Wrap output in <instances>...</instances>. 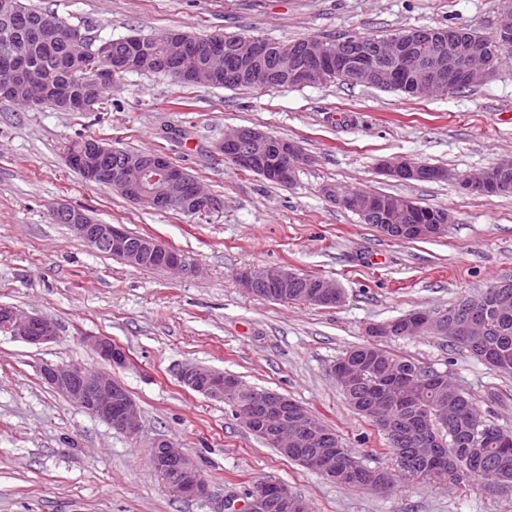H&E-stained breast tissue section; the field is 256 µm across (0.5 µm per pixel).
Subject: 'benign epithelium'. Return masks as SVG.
<instances>
[{
  "mask_svg": "<svg viewBox=\"0 0 512 512\" xmlns=\"http://www.w3.org/2000/svg\"><path fill=\"white\" fill-rule=\"evenodd\" d=\"M407 43H414L423 48L430 44V37L417 28L401 30L385 40L384 49L390 57H396L399 48ZM512 48V24L503 19L494 39L473 49L470 62L463 67L448 66L441 62L431 63V56L419 50L405 58L404 68L394 65L389 69L374 63L363 65L341 50H331L314 40L306 41L300 51H293L280 56L279 72L288 76L294 86L313 85L329 72L327 59H332L336 70L345 74L346 79L377 87L395 86L403 80V71L407 70L422 82L425 87H434L443 92H451L462 86H479L486 82L495 71V60L504 51ZM263 51L260 43L247 39L239 43L238 60L253 58ZM92 54L96 64L90 67L87 83L90 91L81 100H54L59 109L80 108L92 105L94 95L103 87L112 86L115 73L138 67V54L112 60V45L102 42L93 50H84ZM224 157L231 160L242 170H255L260 165V156L271 158L264 168V174L282 179L293 175L294 169L304 165L305 155L300 146L294 142L280 141L264 131L254 128H240L224 134V140L217 145ZM118 148L103 141H91L86 153L67 157L70 166L81 167L85 177L95 183L113 189L139 187L146 189V184L159 182L163 193L151 197L152 202L166 210L181 208L185 214L194 215L208 208L218 207L217 201L206 196L197 181L189 179L187 172L170 163V160L157 155L148 162H123L120 166L109 169L98 163V159ZM512 168V159H504L493 167L472 172L460 179L462 188L470 193L478 192L486 196L496 195L508 189V181L501 172ZM380 174L392 179L425 180L436 176L431 166L416 162L410 158L383 159L378 164ZM340 202L355 211L362 218H369L378 213V207L368 193H358L340 199ZM56 221L66 224L79 238L93 247L119 252L127 257V263L137 267L140 261L157 252H162L164 266L177 271L189 270L186 257L177 251L162 247L152 239L146 238L138 245L130 244L129 232L115 224H100L80 211L70 207H58L53 210ZM453 222L451 214L430 216L426 224L393 226L390 236L403 240L405 236L427 227L440 234ZM314 291L309 295L313 302L339 304L343 301V292L336 284L328 280H318L313 284ZM477 306L468 299L459 302L455 308L446 313L433 315L429 312H417L405 319L402 333H421L425 330L437 336L453 333L459 334L461 322L471 316ZM0 322L6 332L31 345L47 344L58 336V326L50 319L37 314L27 313L6 304L0 305ZM81 341L89 347L104 364L127 366L130 358L126 351L112 342L109 336L87 335ZM43 380L55 391L63 394L80 405L92 416L99 418L129 438L139 432L138 407L126 388L112 379L108 370L87 371L77 364H52L41 366ZM181 381L192 390L211 399H222L226 392H237L241 382L232 374L222 373L207 367L191 364L179 371ZM252 405L272 422L267 435L278 444L286 447L296 441L299 434H308V441H324V434L311 429L297 404L273 392H257L252 395ZM154 447L163 448L168 458V468L164 474L166 482L178 493L188 497H200L207 493L208 483L200 476L195 461L186 457L173 443L159 439ZM342 455L340 448H323L314 455L302 457L301 463L325 476L329 475L327 461ZM265 500L273 507L288 505L292 499L288 485L268 481L263 484V491L257 500Z\"/></svg>",
  "mask_w": 512,
  "mask_h": 512,
  "instance_id": "7a95c632",
  "label": "benign epithelium"
}]
</instances>
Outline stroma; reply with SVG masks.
<instances>
[{"instance_id":"1","label":"stroma","mask_w":512,"mask_h":512,"mask_svg":"<svg viewBox=\"0 0 512 512\" xmlns=\"http://www.w3.org/2000/svg\"><path fill=\"white\" fill-rule=\"evenodd\" d=\"M97 40L245 33L280 43L403 28L462 26L492 36L503 0H30ZM255 127L297 142L310 157L287 187L239 170L216 145L227 130ZM164 151L220 200L187 216L156 211L86 182L66 162L83 137ZM407 156L453 171L445 182L401 183L380 159ZM512 157V57L482 86L411 100L348 81L305 87H183L140 70L115 80L90 112L0 102V304L54 320L55 342L34 346L0 334V512H244L250 490L281 481L310 512H512V495L477 480L421 476L386 492L357 489L278 455L234 407L187 388L198 363L287 396L332 425L345 448L391 466L383 439L346 402L332 372L370 325L415 309L446 311L512 280V197L464 191L458 178ZM401 194L455 218L440 238H388L322 190ZM148 234L185 255L192 271L134 268L55 223L54 207ZM336 282L335 307L251 294L240 270L272 267ZM102 334L128 353L113 367L140 409L128 438L40 375L43 363L101 369L80 342ZM469 393L512 432V376L490 370L439 336L391 343ZM201 468L209 492L183 496L150 465L157 439Z\"/></svg>"}]
</instances>
